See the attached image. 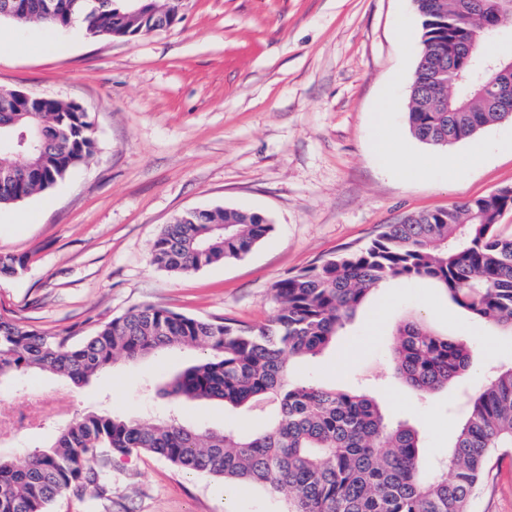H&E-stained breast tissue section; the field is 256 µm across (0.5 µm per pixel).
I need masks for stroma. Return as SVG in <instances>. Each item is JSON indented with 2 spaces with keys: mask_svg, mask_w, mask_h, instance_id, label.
<instances>
[{
  "mask_svg": "<svg viewBox=\"0 0 512 512\" xmlns=\"http://www.w3.org/2000/svg\"><path fill=\"white\" fill-rule=\"evenodd\" d=\"M30 50L0 43V88L81 105L97 129L92 158L53 189L0 207V256L27 259L0 277V318L47 336L87 335L144 304L253 326L274 315L273 284L373 238L386 224L512 187V120L463 140H415L407 103L422 28L413 0H183L175 25L135 39L17 30ZM388 111H380L382 101ZM423 159L412 175L389 146ZM231 207L265 215L273 231L245 257L186 275L153 266L156 238L180 213ZM421 318L474 351L464 377L432 398L393 373V329ZM195 349L120 361L75 385L29 374L0 382V415L31 395L50 407L33 427L0 433V453L42 446L80 412L111 408L152 421L168 415L164 382ZM512 364V334L454 306L426 280L376 290L322 356L294 378L355 388L417 428L426 467L447 461L465 415L464 392ZM112 494L63 497L52 512H289L286 495L180 470L151 454L113 460ZM473 512H512V448L497 450Z\"/></svg>",
  "mask_w": 512,
  "mask_h": 512,
  "instance_id": "stroma-1",
  "label": "stroma"
}]
</instances>
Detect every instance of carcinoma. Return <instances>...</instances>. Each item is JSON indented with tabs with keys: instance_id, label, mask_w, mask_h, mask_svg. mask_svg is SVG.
Wrapping results in <instances>:
<instances>
[{
	"instance_id": "carcinoma-1",
	"label": "carcinoma",
	"mask_w": 512,
	"mask_h": 512,
	"mask_svg": "<svg viewBox=\"0 0 512 512\" xmlns=\"http://www.w3.org/2000/svg\"><path fill=\"white\" fill-rule=\"evenodd\" d=\"M0 19L51 30L82 19L94 37L145 34L179 15V0H146L134 13L130 0H29L28 12ZM482 11L468 0H414L423 35L409 94L408 123L417 140L440 147L503 120L478 86L481 70H448L456 45L473 60L491 59L489 26L512 13V0H489ZM0 206L21 202L61 183L96 149L92 123L73 105L49 99L43 112L0 117ZM37 148L19 153V137ZM512 210V188L462 206L410 215L387 224L358 247H346L277 281L275 314L250 327L230 318L199 320L166 307L144 305L104 323L82 342L46 336L0 320V379L33 371L64 375L76 384L118 360L137 361L161 350L197 348L204 357L176 373L163 394L184 400L222 401L246 415L273 404V418L256 433L234 425L197 428L170 415L157 422L110 410L84 412L42 448L0 455V512H50L60 497L102 498L111 491L115 458L146 453L182 469L247 483L293 499L292 512H471L484 464L498 448L512 447V366L497 371L464 396L467 414L448 460L450 473L424 472L418 431L391 420L371 397L292 378L290 361L315 358L342 335L359 306L393 279L430 280L471 316L512 332V234L498 217ZM272 231L261 215L214 208L175 219L152 246V263L172 274L239 259ZM25 267V259L0 257V276ZM395 374L420 399L432 397L466 372L469 345L406 319L395 329Z\"/></svg>"
}]
</instances>
